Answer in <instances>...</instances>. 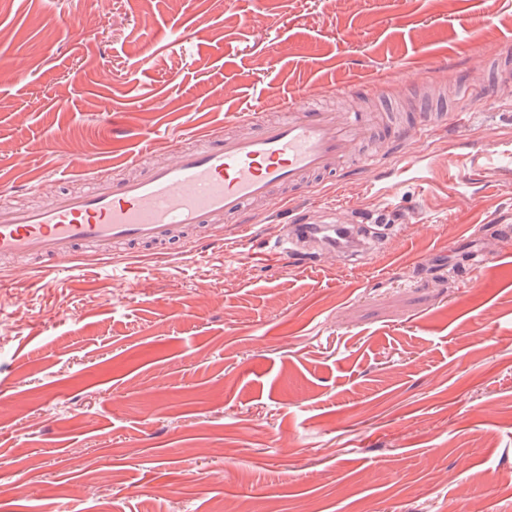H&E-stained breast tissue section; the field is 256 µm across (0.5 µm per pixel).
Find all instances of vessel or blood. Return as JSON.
Here are the masks:
<instances>
[{"label":"vessel or blood","mask_w":512,"mask_h":512,"mask_svg":"<svg viewBox=\"0 0 512 512\" xmlns=\"http://www.w3.org/2000/svg\"><path fill=\"white\" fill-rule=\"evenodd\" d=\"M247 122L252 133L213 135L200 150L175 145L158 162L135 157L137 176L101 175L89 190L56 193L37 207H0V257H39L41 273L53 276L85 244L102 256L121 246L162 255L197 250L206 241L196 229L226 222L245 232L266 204L316 192L321 175L341 184L390 165L404 180L426 182L436 172L430 156L391 154L392 143L416 130L391 127L373 105L292 108L275 122L252 113ZM286 222L288 236L274 244L276 255L312 259L332 250L352 260L364 252L360 242H349L346 226L308 224L292 212Z\"/></svg>","instance_id":"obj_1"}]
</instances>
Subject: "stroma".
<instances>
[{
    "label": "stroma",
    "instance_id": "obj_1",
    "mask_svg": "<svg viewBox=\"0 0 512 512\" xmlns=\"http://www.w3.org/2000/svg\"><path fill=\"white\" fill-rule=\"evenodd\" d=\"M511 41L512 0H0L15 207L234 116L474 90L404 145L446 180L294 199L391 225L361 263L270 258L267 214L201 255L0 265V512H512V78L484 62Z\"/></svg>",
    "mask_w": 512,
    "mask_h": 512
}]
</instances>
